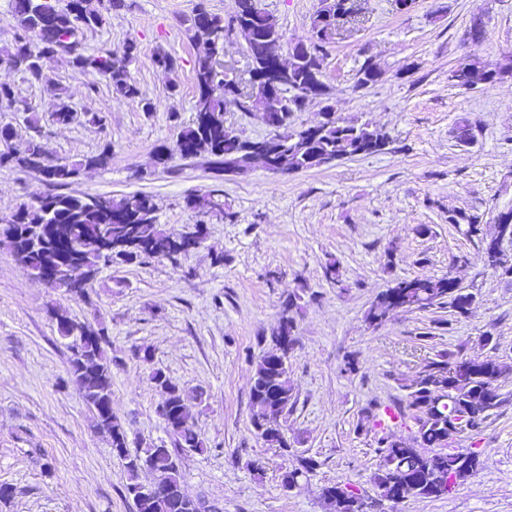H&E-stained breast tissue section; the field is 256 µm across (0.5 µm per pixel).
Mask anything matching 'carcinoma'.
I'll return each instance as SVG.
<instances>
[{"instance_id": "carcinoma-1", "label": "carcinoma", "mask_w": 512, "mask_h": 512, "mask_svg": "<svg viewBox=\"0 0 512 512\" xmlns=\"http://www.w3.org/2000/svg\"><path fill=\"white\" fill-rule=\"evenodd\" d=\"M12 13L16 19V37L11 47L4 50L7 61L28 79H43V60L59 57L72 70H95L105 76L113 92L133 101H139L142 111L153 112L155 104L142 97L140 88L132 79L129 65L136 59L138 45L130 40L121 51H105L88 54L81 47L63 53L60 46L72 40L81 30H94L103 25L101 11L92 0H68L61 8L57 0H12ZM355 13L353 0H333V4L319 7L310 17L311 36L303 61L291 72L286 104L282 111L274 113L269 137L278 155L288 157V169L303 170L313 167L311 160L335 161L378 153L390 143V136L382 128L367 121L344 122L324 107V120L319 124V135L309 140L306 130L295 129L290 122L293 112L302 111L307 103L316 98L314 85L326 88L321 80L322 63L326 44V31L336 26L341 17ZM251 25L268 27L281 33L277 18L269 12L252 10L250 0H237L236 11L224 20L208 12L200 3L192 18V38L203 45L204 51L196 61L194 82L198 90L194 109L196 120L182 127L177 141L193 143L197 154L210 157L215 167L230 172L229 166L245 156L256 143L242 138L224 125L227 102L218 93L226 75L218 70L220 55L224 51V34H234L238 28ZM38 39L37 49H32L30 36ZM275 46L258 38L249 43L247 50L252 65H257ZM381 72L369 59L357 71V87L376 83ZM477 77L483 83L512 76V59L492 64L477 56H469L451 73V81L458 87L471 88L466 77ZM14 130L9 125L0 126V165H11L21 170L42 174L54 188L67 185L86 168L104 167L109 163L110 152L80 160L55 159L38 138L29 140L21 153L12 151L9 143ZM512 216V211L497 216L490 242L483 250L484 263L512 280V263L504 255L503 242L512 241V231L505 234L501 224ZM451 224L468 225L467 233L482 234L479 217L463 211L448 212ZM52 224L56 232L74 243L72 263L85 273L80 281L62 280L47 284L54 290L82 295L103 266L112 264H136L146 258H164L171 261L185 256L198 248L205 229L192 237H173L159 224L154 201L142 193H131L119 199L103 195L77 197L65 193L48 192L32 205L18 208L14 218L0 225L3 235L13 248V253L28 273L38 279L43 266L53 260L50 240L44 236V226ZM393 290L406 292L404 308L426 310L451 298L454 312L465 315L475 302V296L458 289L448 293L443 279H401L379 292L365 313L368 325L377 327L386 321L390 307L389 293ZM299 295L288 294L277 326L271 332V341L280 333L296 337L294 312L299 309ZM60 336L67 340L71 351L70 377L82 399L93 412L97 427L107 433L112 442V452L120 459L127 472L126 496L134 504L135 512H208L201 499L187 498L183 488L179 457L185 451L202 452L205 442L194 430L192 413L186 403L184 389L173 382L164 372L156 370L151 375L161 394L158 414L172 436V447L159 448L152 444L134 452L128 447V430L112 414V370L103 344L107 343L104 329L95 330L77 321L59 309L51 310ZM463 357L431 361L410 385L407 408L418 425L416 440L430 448H407L387 434L389 425L381 418H372V426L382 432L377 439L380 464L374 475V483L385 496L395 482L410 484L413 476L422 481L410 489V496L421 498L440 497L451 493L455 485L472 476L483 464L482 452L470 450L463 455L450 450L453 436L452 416L457 412L472 414L471 427L477 432L502 404L496 384L504 366L491 356L480 364L482 372L458 375L453 372ZM288 355L269 352L257 363L251 390V425L256 435L271 447L288 452L290 443L280 424V418L292 408L294 388L289 377ZM157 479V488L149 495H141L144 465ZM319 464L311 457H302L298 464L282 474V484L297 488L314 476Z\"/></svg>"}]
</instances>
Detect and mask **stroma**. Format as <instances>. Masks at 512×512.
<instances>
[{
  "instance_id": "obj_1",
  "label": "stroma",
  "mask_w": 512,
  "mask_h": 512,
  "mask_svg": "<svg viewBox=\"0 0 512 512\" xmlns=\"http://www.w3.org/2000/svg\"><path fill=\"white\" fill-rule=\"evenodd\" d=\"M200 1L225 19L236 10V0H123L106 11L103 27L79 36L90 53L136 41L129 70L156 105L148 114L94 70L75 73L52 58L38 83L12 69L1 51L14 40L15 21L11 0H0V83L13 86L38 119L29 129L13 104L0 103V125L16 132L11 150H24L35 134L57 158L110 148L107 166L83 170L64 193L118 199L140 192L153 198L168 233L205 227L203 243L187 257L102 268L81 296L33 279L0 237V485L14 490L0 512H135L108 435L69 381L71 352L49 314L54 307L105 330L112 412L131 448L169 443L152 371L185 389L207 450L182 455L183 486L212 512H334L319 490L336 483L376 498L379 456L366 412L405 403L427 361L495 353L506 367L497 381L504 402L480 433L454 442L480 449L483 469L447 496L409 497L378 510L512 512V281L484 264L482 237L448 221L449 211L462 209L488 231L497 214L512 210V77L474 89L450 80L469 55L491 63L512 56V0H413L402 12L394 0H355V16L340 21L326 47L327 103L340 120L385 129L389 145L316 169L277 174L256 161L233 175L204 155L175 158L167 169L155 163L160 148H174L179 126L196 119L193 67L203 48L189 27ZM261 5L292 43L307 39L319 0ZM479 11L486 34L475 47L463 34ZM160 52L174 69L155 64ZM368 58L382 75L360 89L357 71ZM59 94L80 115L99 113L102 124L56 123L51 106ZM463 119L472 128L464 142L456 137ZM48 190L37 172L0 167V223ZM207 195L223 200L231 219L187 207V199ZM332 258L340 266L336 284L324 277ZM447 275L475 294L467 315L440 304L390 313L376 329L365 322L393 281ZM291 292L301 308L289 362L296 402L281 418L292 445L286 456L254 434L249 393ZM488 333L496 350L482 343ZM303 454L319 468L309 483L284 490L283 471ZM253 460L262 461L263 476L251 471Z\"/></svg>"
}]
</instances>
